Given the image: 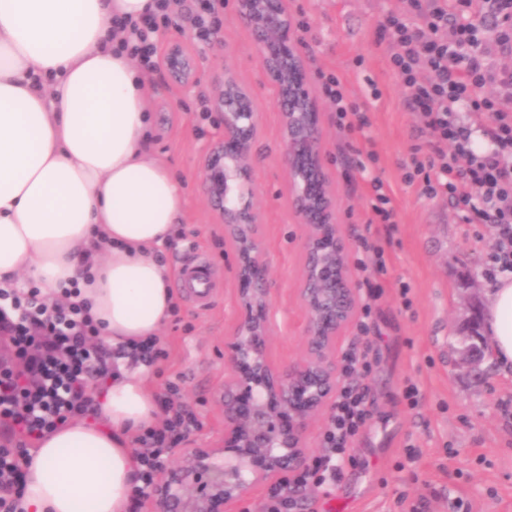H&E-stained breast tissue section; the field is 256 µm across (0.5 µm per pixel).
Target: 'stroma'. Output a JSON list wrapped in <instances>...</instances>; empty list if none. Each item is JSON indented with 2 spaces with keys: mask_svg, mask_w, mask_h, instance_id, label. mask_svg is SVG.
Here are the masks:
<instances>
[{
  "mask_svg": "<svg viewBox=\"0 0 512 512\" xmlns=\"http://www.w3.org/2000/svg\"><path fill=\"white\" fill-rule=\"evenodd\" d=\"M306 60V79L317 91L318 72L342 77L349 96L367 109V136L341 130L333 104L317 99L324 172L336 203V222L355 261L360 238L384 247L383 287L373 335L377 361L361 382L372 416L348 450L343 478L299 491L291 512H512V371L485 362L481 372L462 363L470 306L485 303L483 277L495 231L464 223L445 194L425 195L412 157L423 145L419 114L390 64L391 44L378 37L389 12L403 0H284ZM220 35L188 44L198 62L196 82H171L162 70L148 75L151 127L147 146L179 180L185 208L173 243L160 251L172 271L194 258L206 261L215 282L207 307H198L173 284L176 316L157 338L166 359L148 368L158 407L194 412L201 429L186 448L224 442V382L231 368L225 339L243 316L234 245L204 186V164L224 137L212 102L233 69L258 110L260 130L250 165L255 210L268 266L270 336L267 353L278 367L305 356L307 311L299 295L304 275L305 225L294 215L284 160L277 90L266 75L253 33L242 24L236 0H224ZM376 152L373 174L385 184L395 223L366 225L370 187L355 169L359 156ZM419 390L410 406L408 386ZM420 452L407 458L408 446Z\"/></svg>",
  "mask_w": 512,
  "mask_h": 512,
  "instance_id": "obj_1",
  "label": "stroma"
}]
</instances>
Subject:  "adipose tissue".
<instances>
[{"label": "adipose tissue", "mask_w": 512, "mask_h": 512, "mask_svg": "<svg viewBox=\"0 0 512 512\" xmlns=\"http://www.w3.org/2000/svg\"><path fill=\"white\" fill-rule=\"evenodd\" d=\"M154 0H0V284L21 275L55 297L78 280L112 345L156 335L171 315L157 257L183 211L179 181L146 148L147 78L119 51L114 18ZM483 333L512 368V279L487 293ZM94 421L36 441L25 512H126L131 433L152 427L146 369L119 363Z\"/></svg>", "instance_id": "obj_1"}]
</instances>
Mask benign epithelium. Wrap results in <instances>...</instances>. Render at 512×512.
<instances>
[{"label": "benign epithelium", "mask_w": 512, "mask_h": 512, "mask_svg": "<svg viewBox=\"0 0 512 512\" xmlns=\"http://www.w3.org/2000/svg\"><path fill=\"white\" fill-rule=\"evenodd\" d=\"M238 15L253 32L263 68L277 87L291 205L309 229L299 288L307 310V355L284 369L275 367L267 355V268L249 164L259 132L258 113L245 86L226 68L224 87L213 101L223 120L224 139L205 167L208 193L236 242L244 309L227 338L233 377L224 382V445L182 449L184 465L152 491L155 512H223L224 505L271 485L282 487L287 496L295 493L286 475L305 466L308 422L336 395V344L355 309L346 244L323 170L318 105L306 81L305 59L284 0H238ZM161 39L168 77L195 81L196 62L185 48L188 39L166 33ZM487 357L486 348L475 342L463 351V361L473 368ZM203 474L211 475L207 493L182 501L184 486Z\"/></svg>", "instance_id": "7a95c632"}]
</instances>
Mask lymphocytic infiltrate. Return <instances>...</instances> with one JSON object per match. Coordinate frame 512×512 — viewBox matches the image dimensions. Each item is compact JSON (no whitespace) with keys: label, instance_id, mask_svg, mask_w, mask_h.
I'll return each mask as SVG.
<instances>
[{"label":"lymphocytic infiltrate","instance_id":"1","mask_svg":"<svg viewBox=\"0 0 512 512\" xmlns=\"http://www.w3.org/2000/svg\"><path fill=\"white\" fill-rule=\"evenodd\" d=\"M476 1L493 21L500 52L512 54V0H406L404 11L387 14L380 29L391 38L392 67L410 88L408 105L423 124L426 149L413 160L423 192L447 194L464 222L494 227L496 245L486 270L493 281L512 275V108L503 106L512 98V70L489 66L485 28L472 18ZM180 11L181 0H157L155 11L140 21H116L117 30L132 33L121 41V50L145 71L154 70L159 56L154 34ZM490 83L499 86L500 95L482 94ZM323 91L336 107L339 127L366 132L370 120L348 100L339 78H326ZM464 108L490 115L482 127L485 148L475 147L472 129L460 116ZM0 298L11 303L10 311L0 312V423L17 440L16 449L0 448V512H22L23 447L72 419L92 417V388L111 377L117 359L150 363L161 351L152 338L115 348L100 344L101 328L88 304L74 300L69 290L46 302L34 288L23 296L1 288ZM358 329L363 345L345 358L321 451L295 476L296 487L340 481L349 445L371 415L367 394L356 382L372 365L371 325L363 321ZM201 427L193 413L178 408L137 436L139 483L132 501L147 498L172 445Z\"/></svg>","mask_w":512,"mask_h":512}]
</instances>
